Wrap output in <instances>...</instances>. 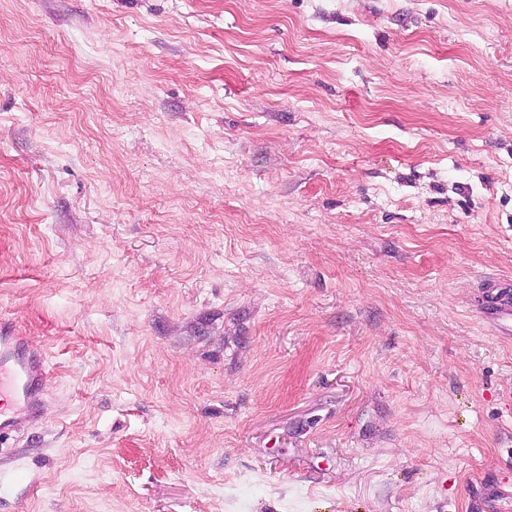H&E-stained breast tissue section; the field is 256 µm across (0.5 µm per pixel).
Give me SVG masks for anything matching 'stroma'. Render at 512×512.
Masks as SVG:
<instances>
[{
	"label": "stroma",
	"instance_id": "stroma-1",
	"mask_svg": "<svg viewBox=\"0 0 512 512\" xmlns=\"http://www.w3.org/2000/svg\"><path fill=\"white\" fill-rule=\"evenodd\" d=\"M512 0H0V512H512ZM498 281H488L482 288H486L485 299L478 310L479 319L494 326L499 331V336H511L512 334V283L510 279L497 278ZM508 281V282H507ZM50 379L44 356L31 349L10 320H0V446L40 417ZM5 401L8 403L3 408Z\"/></svg>",
	"mask_w": 512,
	"mask_h": 512
}]
</instances>
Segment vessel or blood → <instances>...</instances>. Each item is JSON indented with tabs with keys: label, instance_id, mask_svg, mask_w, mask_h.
<instances>
[{
	"label": "vessel or blood",
	"instance_id": "b4317fda",
	"mask_svg": "<svg viewBox=\"0 0 512 512\" xmlns=\"http://www.w3.org/2000/svg\"><path fill=\"white\" fill-rule=\"evenodd\" d=\"M479 319L512 334V283L490 281ZM50 379L44 356L31 349L15 324L0 320V446L16 437L40 416L41 397Z\"/></svg>",
	"mask_w": 512,
	"mask_h": 512
}]
</instances>
